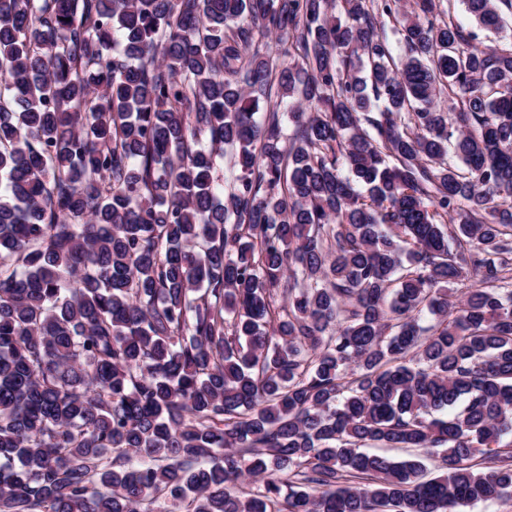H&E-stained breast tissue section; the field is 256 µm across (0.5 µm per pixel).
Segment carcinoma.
<instances>
[{"label": "carcinoma", "mask_w": 512, "mask_h": 512, "mask_svg": "<svg viewBox=\"0 0 512 512\" xmlns=\"http://www.w3.org/2000/svg\"><path fill=\"white\" fill-rule=\"evenodd\" d=\"M416 5L0 0V512L512 495V46Z\"/></svg>", "instance_id": "cac0c4a2"}]
</instances>
